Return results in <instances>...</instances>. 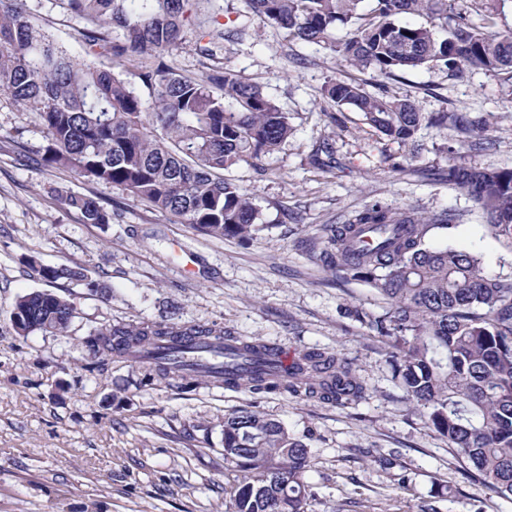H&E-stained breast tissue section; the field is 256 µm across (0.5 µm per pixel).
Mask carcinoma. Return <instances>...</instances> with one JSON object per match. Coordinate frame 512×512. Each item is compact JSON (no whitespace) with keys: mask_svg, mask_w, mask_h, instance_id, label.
<instances>
[{"mask_svg":"<svg viewBox=\"0 0 512 512\" xmlns=\"http://www.w3.org/2000/svg\"><path fill=\"white\" fill-rule=\"evenodd\" d=\"M63 2L87 23L88 54L111 66L79 60L35 31L27 0H0V94L37 113L45 130V145L20 151L19 159L34 155L85 182L116 186L209 237L250 239L259 209L228 172L242 163L262 170V159L294 133L288 113L259 84L231 70L189 78L165 61L190 22L204 40L198 45L204 56L247 23L220 22L201 12L202 0ZM363 2L247 0L248 19L281 29L289 41L327 43L349 66L387 80L438 64L456 76L468 69L512 73V33L494 30L500 0H481L486 14L479 23L471 18L472 0H371L366 10ZM339 25L346 35L338 42L331 34ZM114 31L119 35L112 39ZM137 58L154 59L138 74L145 96L123 78V68ZM324 92L333 105L350 107L364 125L404 145L424 125L445 132L448 141L469 138L476 150L489 142L490 122L482 116L423 112L409 98L372 94L353 78L333 80ZM443 178L468 192L491 234L512 249V169L473 166L450 148ZM58 196L87 224L112 220L92 196L70 190ZM454 220L449 212L424 217L375 201L342 224L323 225L316 260L333 277L364 282L388 301L381 315L359 309L353 315L386 339V361L406 398L452 443L466 478L510 498L512 277L487 275L472 253L431 247V230L448 229ZM34 271L48 284L66 279L112 294L79 267ZM11 312L20 336L63 334L74 317L72 303L49 289L18 297ZM223 339L236 344L244 360L272 351L214 324L140 322L98 330L90 352L100 367L119 358L165 379L209 377L227 389L282 391L343 407L365 393L353 362L338 352L304 351L283 375L247 362L228 375ZM224 463L237 472L233 512H306L309 449L280 422L248 409L224 418Z\"/></svg>","mask_w":512,"mask_h":512,"instance_id":"1","label":"carcinoma"}]
</instances>
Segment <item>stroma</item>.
Returning <instances> with one entry per match:
<instances>
[{
	"label": "stroma",
	"mask_w": 512,
	"mask_h": 512,
	"mask_svg": "<svg viewBox=\"0 0 512 512\" xmlns=\"http://www.w3.org/2000/svg\"><path fill=\"white\" fill-rule=\"evenodd\" d=\"M27 5L37 28L84 58V23L62 0ZM197 39L186 25L168 64L190 77L234 69L259 83L294 127L263 171L242 164L230 173L260 210V228L244 242L203 235L115 187L18 161L17 144L38 148L44 132L35 113L0 95V512H232L224 418L245 407L307 445L310 512H418L426 503L438 512H512V498L464 479L447 439L406 399L382 338L350 315L356 308L382 314L385 301L362 282L332 278L314 251L322 225L378 201L457 213L430 244L479 256L488 275L512 276V251L491 235L468 193L440 179L448 154L437 129L419 130L423 149L412 159L323 94L330 80L359 76L369 91L416 100L425 112L491 116L485 149L462 143L457 150L480 168H512V76L470 70L458 78L422 67L383 80L341 66L326 46L290 42L256 24L210 59L196 53ZM325 142L330 163L313 168L308 157ZM61 189L98 198L111 223H84L59 200ZM32 260L82 267L112 296L58 281L53 292L76 309L68 331L17 335L9 319L15 300L46 287ZM142 321L215 324L296 354L338 351L368 390L342 407L205 380L168 382L125 361L88 371L96 330ZM393 449V465L382 466L380 455ZM444 486L450 496H440Z\"/></svg>",
	"instance_id": "stroma-1"
}]
</instances>
